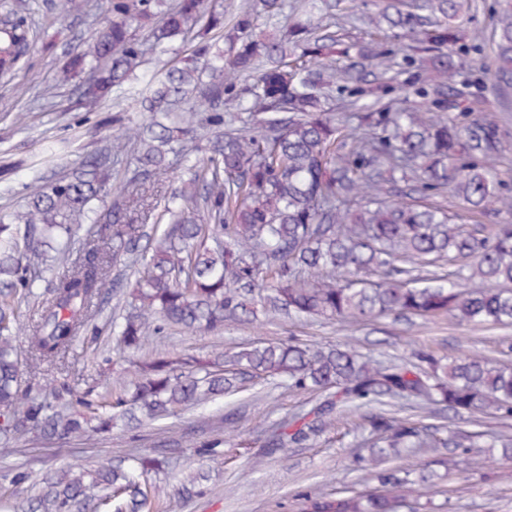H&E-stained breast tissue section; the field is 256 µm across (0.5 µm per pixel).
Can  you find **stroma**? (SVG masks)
<instances>
[{"mask_svg": "<svg viewBox=\"0 0 512 512\" xmlns=\"http://www.w3.org/2000/svg\"><path fill=\"white\" fill-rule=\"evenodd\" d=\"M60 0H36L25 24L31 44L14 70L0 76V164L12 171L0 179V207L23 204L31 182V166L51 141L68 162L79 163L115 135V128L101 125L100 110L85 106L74 84L57 80V60L69 48L86 40L95 27L98 0H89L83 11L60 15ZM499 0H478L465 24L470 36L466 53L455 54L456 72L443 89L444 116L479 114L495 123L502 152L499 178L512 190V78L500 77L493 62V18ZM339 36L349 48V57H337V65L358 64L360 88L375 85L380 77L377 53L390 43L365 29L346 26ZM394 89L390 98L397 107L429 108L431 99L426 73L404 53L391 62ZM189 174L185 169L160 176L152 189L150 205L128 210L122 223L157 227L159 204L178 190ZM131 274L125 261L111 270L114 291L106 295L101 312L93 316L87 334L80 336L63 362L39 367L34 383L49 386L68 383L76 390L112 387L114 379L104 373L107 346L114 339L107 315L119 312L123 289ZM296 340L308 344L355 343L362 353L382 360L424 349L439 358L479 354L512 362V327H471L443 316L426 320L396 314L360 324L324 321L274 314L260 322H239L220 333L167 331L157 340L159 348L182 356L202 357L216 348L231 349L258 341ZM322 399L308 389L273 386L247 380L237 391L206 405L162 421L130 424L128 427L87 441L25 437L0 446V496L26 502L38 492L34 482L48 478L67 466L94 467L102 462L131 460L139 456L167 460V467L150 473V481L175 493L188 467L204 466L213 478L184 497L175 512H299L298 498L307 491L329 493L376 488L363 459L367 431L360 428L358 413L345 411L335 427L266 456L254 457L269 433L281 422L304 414ZM398 414L440 427L453 435L477 429L497 430L500 421L492 414H454L438 406L418 414L405 405ZM224 440V454L215 459L197 456L207 440ZM454 457L457 465L434 491L420 502L425 512H512V462L473 466L470 454L459 448L418 449L415 462L426 464L441 457Z\"/></svg>", "mask_w": 512, "mask_h": 512, "instance_id": "stroma-1", "label": "stroma"}]
</instances>
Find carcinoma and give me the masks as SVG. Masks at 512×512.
I'll return each instance as SVG.
<instances>
[{
	"instance_id": "cac0c4a2",
	"label": "carcinoma",
	"mask_w": 512,
	"mask_h": 512,
	"mask_svg": "<svg viewBox=\"0 0 512 512\" xmlns=\"http://www.w3.org/2000/svg\"><path fill=\"white\" fill-rule=\"evenodd\" d=\"M110 0V16L74 47L59 68V81L82 79L83 96L104 104L113 90L132 93L136 109L151 114L130 126L116 111L107 124L118 134L86 154L75 170H35L25 207L0 212V439L19 435L68 439L108 431L137 415L164 419L227 394L239 376L284 378L294 387L334 388L309 414L294 417L266 441L273 452L303 443L334 425L341 409L408 401L425 409L446 404L455 411L493 410L512 419V363L493 365L479 356L442 361L417 351L416 361H378L351 346L267 343L207 360L173 357L151 347L169 328L221 331L228 322L270 312L369 321L387 314L424 318L452 316L474 325H512V224L470 228L433 204L387 201V184L416 183L423 196L448 189L475 214L512 211L495 161L493 123L463 115L456 122L384 102L387 82L368 93L350 91L357 124L338 122L322 98L346 89L350 65L324 62L340 49L330 26L307 16L268 39L252 33L256 7H240L233 32L224 14L205 0ZM473 0H420L413 10L400 0H381L372 15L351 13L345 22L389 31L430 67L441 89L453 77L448 47L460 40L456 21ZM144 28V40L135 30ZM207 40L148 80L136 70L149 54L162 61L173 42L190 32ZM24 21L0 37V73L17 64L27 41ZM496 69L512 73V8L497 20ZM251 96L242 127L224 130V97ZM203 154L194 164L193 190L164 204L166 225L157 237L139 224L119 223L120 204L96 209L109 193L120 197L142 179L173 169L169 155ZM132 169L112 186V167ZM400 177H395V174ZM96 235H81L83 225ZM105 240L109 250L94 244ZM141 256L143 270L130 292L119 331L120 349L132 357V389L77 393L63 383L32 393L21 385L23 360L12 338L22 328V301L37 295L43 273L54 265L67 273L50 282L51 299L34 327L32 367L66 356L88 331L94 301L114 288L118 259ZM448 265L442 277L414 278L424 265ZM376 459L409 448L461 447L416 424L384 413L368 418ZM467 436L469 448H499L512 459V436ZM158 461L134 466L102 463L92 471L68 469L47 481L42 512H94L96 502L113 512H154L168 498L145 473ZM388 492L347 491L301 495V512H419L418 497L441 478L410 465L376 472Z\"/></svg>"
}]
</instances>
